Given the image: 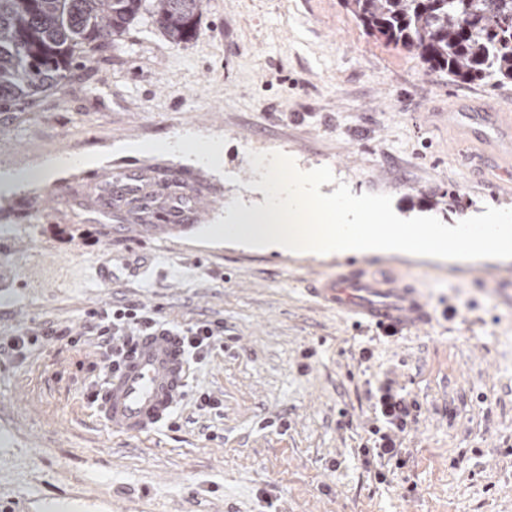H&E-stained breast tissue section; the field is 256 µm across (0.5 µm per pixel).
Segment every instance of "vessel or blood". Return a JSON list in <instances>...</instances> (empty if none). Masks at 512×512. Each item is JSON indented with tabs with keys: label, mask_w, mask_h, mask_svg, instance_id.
<instances>
[{
	"label": "vessel or blood",
	"mask_w": 512,
	"mask_h": 512,
	"mask_svg": "<svg viewBox=\"0 0 512 512\" xmlns=\"http://www.w3.org/2000/svg\"><path fill=\"white\" fill-rule=\"evenodd\" d=\"M454 120L465 124L481 139L512 138V114L508 112H457ZM69 190L58 183L47 193V205L28 215L42 223L60 210ZM313 294L324 304L356 315L379 329L420 326L431 318L428 303L418 289L390 276H373L352 264L331 281L316 282ZM187 356L174 333L161 330L141 337L110 372L96 396L99 412L115 430L126 434L148 432L167 422L185 387Z\"/></svg>",
	"instance_id": "1"
}]
</instances>
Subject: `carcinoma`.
<instances>
[{"label": "carcinoma", "mask_w": 512, "mask_h": 512, "mask_svg": "<svg viewBox=\"0 0 512 512\" xmlns=\"http://www.w3.org/2000/svg\"><path fill=\"white\" fill-rule=\"evenodd\" d=\"M365 33L435 72L512 84V0H341ZM203 0H0V111L59 92L66 73L121 42L145 13L173 44L188 42Z\"/></svg>", "instance_id": "carcinoma-1"}]
</instances>
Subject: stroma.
<instances>
[{
	"label": "stroma",
	"mask_w": 512,
	"mask_h": 512,
	"mask_svg": "<svg viewBox=\"0 0 512 512\" xmlns=\"http://www.w3.org/2000/svg\"><path fill=\"white\" fill-rule=\"evenodd\" d=\"M458 110H512V85L451 79L367 36L340 0H206L187 43L143 16L30 112H0V175L68 154L61 219L28 229L47 183L0 207V512H512V259L364 256L373 275L418 288L432 319L388 337L308 293L346 257H294L195 242L230 205L266 201L248 151L330 167L353 194L386 193L403 218L447 224L512 208V156L449 124ZM167 140L166 152H142ZM219 142L221 167L191 156ZM189 201L188 226L103 235L92 216L113 173ZM459 206L449 209V194ZM111 261L112 283L95 277ZM136 304L171 326L224 332L190 361L171 420L114 431L93 397L109 374L92 312ZM62 341L44 339L47 331ZM413 403L402 466H365L368 389L382 377ZM219 408L201 406V395Z\"/></svg>",
	"instance_id": "1"
}]
</instances>
